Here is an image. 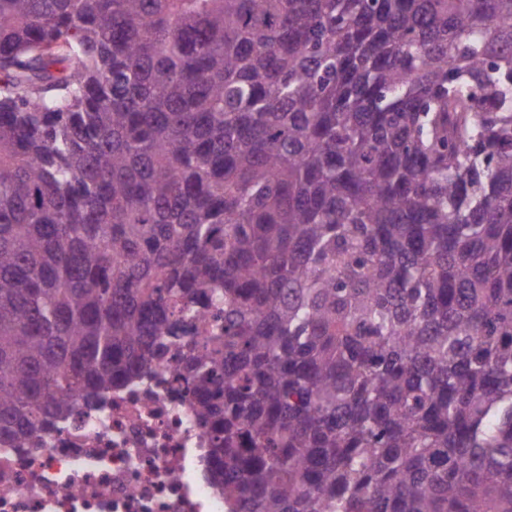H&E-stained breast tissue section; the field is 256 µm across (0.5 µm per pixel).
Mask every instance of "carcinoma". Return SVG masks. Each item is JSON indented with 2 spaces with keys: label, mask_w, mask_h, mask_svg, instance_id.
<instances>
[{
  "label": "carcinoma",
  "mask_w": 512,
  "mask_h": 512,
  "mask_svg": "<svg viewBox=\"0 0 512 512\" xmlns=\"http://www.w3.org/2000/svg\"><path fill=\"white\" fill-rule=\"evenodd\" d=\"M163 358L229 512H512V0H0V447Z\"/></svg>",
  "instance_id": "cac0c4a2"
}]
</instances>
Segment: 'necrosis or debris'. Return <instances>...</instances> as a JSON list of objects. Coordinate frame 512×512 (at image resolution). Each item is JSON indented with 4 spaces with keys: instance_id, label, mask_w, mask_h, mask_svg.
<instances>
[{
    "instance_id": "obj_1",
    "label": "necrosis or debris",
    "mask_w": 512,
    "mask_h": 512,
    "mask_svg": "<svg viewBox=\"0 0 512 512\" xmlns=\"http://www.w3.org/2000/svg\"><path fill=\"white\" fill-rule=\"evenodd\" d=\"M206 446L192 394L157 364L32 447L0 448V512H224Z\"/></svg>"
}]
</instances>
